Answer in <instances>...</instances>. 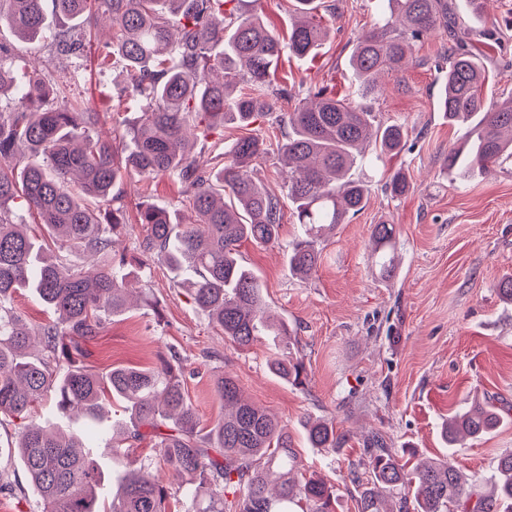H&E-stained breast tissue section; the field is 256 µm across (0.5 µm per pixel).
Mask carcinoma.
Wrapping results in <instances>:
<instances>
[{"label": "carcinoma", "mask_w": 512, "mask_h": 512, "mask_svg": "<svg viewBox=\"0 0 512 512\" xmlns=\"http://www.w3.org/2000/svg\"><path fill=\"white\" fill-rule=\"evenodd\" d=\"M239 0H52L65 21L102 20L112 29L104 58L126 73L123 91L141 103L138 122L124 133L99 128L97 112L58 100L54 73L77 57L83 38L74 28L51 34L44 0H0V23L23 42L47 41L48 63L13 56L0 44V415L25 421L14 452L46 512H170L180 498L190 512H335L333 485L301 472L288 426L246 399L237 381L223 375L214 391L222 415L201 434L185 395V369L175 355L160 354L147 369L117 366L101 374L83 363L85 345L105 320L127 310L131 273L115 238L125 233L124 203L112 190L125 177L166 175L183 187L194 219L183 224L143 199L136 223L144 266L159 259L185 279L195 305L224 338L248 349L260 336L277 340L269 371L295 386L306 383L300 357L291 351L292 330L266 315L255 273L238 258L241 243L279 244L283 206L252 176L255 163H284L288 203L301 233L288 251V272L302 280L316 271L314 243L365 206L368 189L350 171L369 143L384 155L404 147L402 125L375 121L366 101L379 78L412 60V46L432 35L448 37V75L441 110L466 126L461 144L448 150L444 169L461 180L512 159V95L484 96L491 72L476 56L479 39H495L496 25L481 31L462 21L451 0H388L389 14L356 39L351 56L359 86L351 98L320 88L291 112L292 97L274 72L283 53L298 59L318 53L329 29L315 15L316 0H294L298 20L288 40L261 14ZM259 116L288 126L271 145L242 136L206 161L194 152L201 127L243 128ZM386 188L397 198L410 190L397 170ZM21 198L57 252L45 254L29 224H18L9 204ZM371 239L383 280L397 273L394 225L373 226ZM82 247L98 258L86 271L66 251ZM27 288L57 321L43 327L42 347L31 350L32 332L14 308V294ZM89 425L84 436L65 437L50 423L32 420L48 398ZM119 404L132 423L124 435L112 427L109 445L123 463L128 449L151 442L152 453L125 473L109 506L100 503L103 471L88 451L100 438L98 424ZM507 417L492 400L471 399L442 423L445 443L478 440ZM310 447L334 454L346 443L330 420L304 424ZM369 476L361 483L358 512H512V452L497 460L492 495L470 505L482 477L449 458L407 467L405 456L377 434L365 441ZM159 466L181 480L164 483Z\"/></svg>", "instance_id": "1"}]
</instances>
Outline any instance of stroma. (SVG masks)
Returning a JSON list of instances; mask_svg holds the SVG:
<instances>
[{"instance_id":"35a3bbf8","label":"stroma","mask_w":512,"mask_h":512,"mask_svg":"<svg viewBox=\"0 0 512 512\" xmlns=\"http://www.w3.org/2000/svg\"><path fill=\"white\" fill-rule=\"evenodd\" d=\"M330 39L315 60L283 56L279 77L295 99L320 87L351 93L349 61L356 37L386 13V0H329ZM498 22L499 43L480 45L495 75L486 93H512V0H492L482 24ZM91 33L81 57L67 72L64 94L103 127L121 129L138 113L117 74L98 67L102 25ZM448 53L440 36L416 44L407 69L385 76L386 89L370 108L384 122L402 124L407 137L395 156L367 147L355 176L368 185L364 209L317 243L320 263L306 280L288 274V244L296 234L291 208H284L281 241L273 247L243 243L240 257L258 276L272 314L293 330V350L308 372L305 387L274 376L266 360L274 347L262 336L247 350L225 341L185 289L157 260L131 281L133 300L124 315L107 319L87 346L88 364L105 373L115 365H150L157 354L179 356L188 371L185 390L207 429L222 413L215 377L237 378L246 398L275 413L293 436L304 467L317 472L338 494L336 512H357L356 477L365 476L364 441L380 434L389 447L409 445L426 456H448L479 473L480 496L488 495L498 457L512 451V424L479 441L446 448L441 423L464 399L492 395L512 410V303L497 283L512 276V160L472 182H454L442 160L461 137L438 107ZM404 170L412 182L405 196L385 190L387 177ZM395 224L396 276L378 279L371 231ZM335 420L348 437L336 456L308 447L306 418ZM12 422L0 423V512H44L19 459L9 447Z\"/></svg>"}]
</instances>
